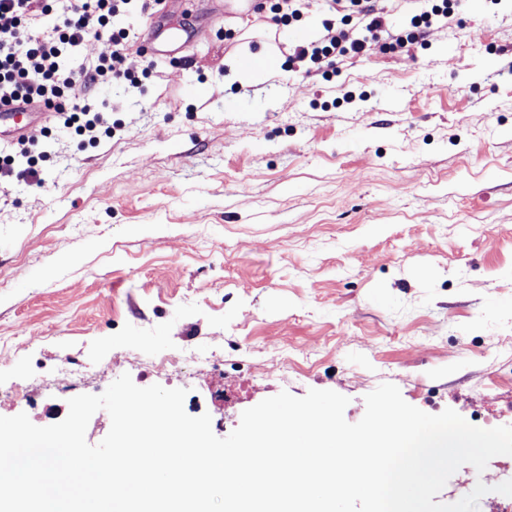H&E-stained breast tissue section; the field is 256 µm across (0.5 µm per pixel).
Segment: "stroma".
Instances as JSON below:
<instances>
[{
  "instance_id": "35a3bbf8",
  "label": "stroma",
  "mask_w": 512,
  "mask_h": 512,
  "mask_svg": "<svg viewBox=\"0 0 512 512\" xmlns=\"http://www.w3.org/2000/svg\"><path fill=\"white\" fill-rule=\"evenodd\" d=\"M164 0L184 59L130 47L146 93L106 92L111 136L32 124L38 182L0 180V416L44 427L122 374L184 388L228 436L286 391L396 385L429 414L512 426V0H460L426 43L287 64L255 11ZM259 53L276 74L229 77ZM193 362H161L168 352ZM23 397L8 398L13 388ZM461 466L441 503L502 466Z\"/></svg>"
}]
</instances>
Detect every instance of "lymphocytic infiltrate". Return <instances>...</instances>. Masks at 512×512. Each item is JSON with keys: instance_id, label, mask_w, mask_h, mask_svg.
<instances>
[{"instance_id": "obj_1", "label": "lymphocytic infiltrate", "mask_w": 512, "mask_h": 512, "mask_svg": "<svg viewBox=\"0 0 512 512\" xmlns=\"http://www.w3.org/2000/svg\"><path fill=\"white\" fill-rule=\"evenodd\" d=\"M130 0H0V104L21 99L42 103L56 125L72 135L94 136L105 109L100 92L115 83L129 88L141 79L125 66L132 46L130 33L115 28L113 20L124 14ZM366 34L348 38L335 20L323 23L320 42L292 45L289 62L333 60L371 51V35L382 21L370 0H349ZM44 15L54 19L50 32L34 30L32 21ZM90 36L108 37L113 50L91 66L74 67L69 59Z\"/></svg>"}]
</instances>
